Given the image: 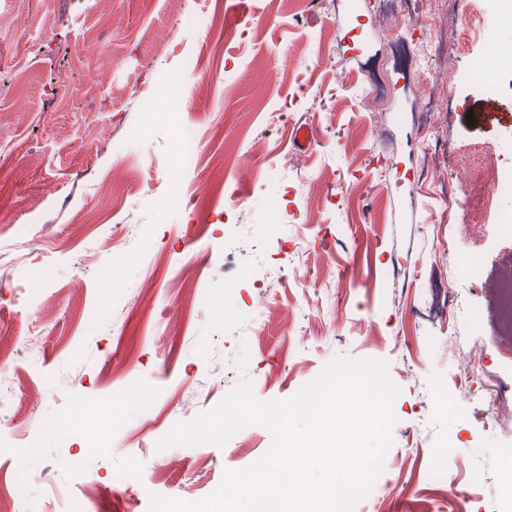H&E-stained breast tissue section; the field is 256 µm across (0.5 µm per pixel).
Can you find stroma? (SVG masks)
Instances as JSON below:
<instances>
[{
    "label": "stroma",
    "mask_w": 512,
    "mask_h": 512,
    "mask_svg": "<svg viewBox=\"0 0 512 512\" xmlns=\"http://www.w3.org/2000/svg\"><path fill=\"white\" fill-rule=\"evenodd\" d=\"M0 0V499L49 512L197 501L272 435L160 442L244 378L287 401L338 356L383 360L400 389L385 471L354 512H476L512 491V422L479 384L512 382V43L496 0ZM448 84L433 42L449 28ZM289 47L287 61L274 55ZM273 87L277 109L262 91ZM437 100L424 114L425 94ZM316 130L306 150L292 129ZM196 140L179 171L177 148ZM433 162L437 175L421 179ZM452 178L441 206L437 180ZM111 179L112 194L101 185ZM191 188L193 211L160 208ZM161 265H154V256ZM197 260L208 302L174 277ZM475 260L467 274L463 264ZM458 304L449 307V293ZM109 405L104 438L63 421ZM140 475L121 487L112 477ZM37 475L11 498L16 474ZM459 45V33L457 30H448V40L441 44L439 53H441L447 60L446 74L448 77L461 80L463 78H472L477 73V68L469 71L465 76H462L457 70V51Z\"/></svg>",
    "instance_id": "obj_1"
}]
</instances>
